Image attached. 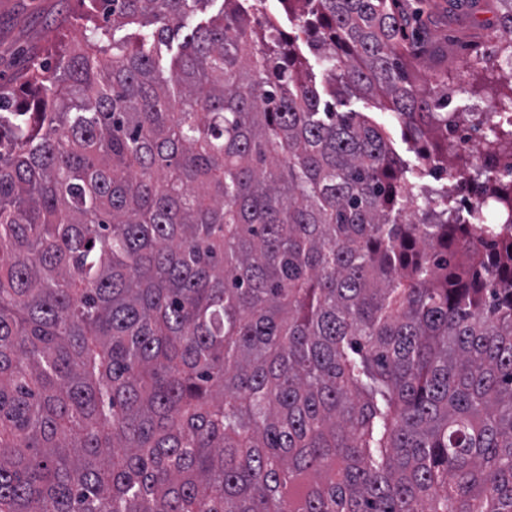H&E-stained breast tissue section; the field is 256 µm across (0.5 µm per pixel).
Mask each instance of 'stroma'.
Instances as JSON below:
<instances>
[{
  "label": "stroma",
  "instance_id": "35a3bbf8",
  "mask_svg": "<svg viewBox=\"0 0 512 512\" xmlns=\"http://www.w3.org/2000/svg\"><path fill=\"white\" fill-rule=\"evenodd\" d=\"M399 8L408 18L406 41L417 55L408 64L412 80L433 98H447L449 111L478 126L481 138H493L495 126L511 125L512 55L502 48L512 38V0H400ZM85 10L83 0H0V87L20 91L57 32L78 35ZM335 106L380 127L417 188L460 206L464 192L457 178L429 168L379 97L345 95Z\"/></svg>",
  "mask_w": 512,
  "mask_h": 512
}]
</instances>
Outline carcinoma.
<instances>
[{"label":"carcinoma","instance_id":"obj_1","mask_svg":"<svg viewBox=\"0 0 512 512\" xmlns=\"http://www.w3.org/2000/svg\"><path fill=\"white\" fill-rule=\"evenodd\" d=\"M88 2L0 91V512H512V185L463 224L324 99L460 125L395 3Z\"/></svg>","mask_w":512,"mask_h":512}]
</instances>
